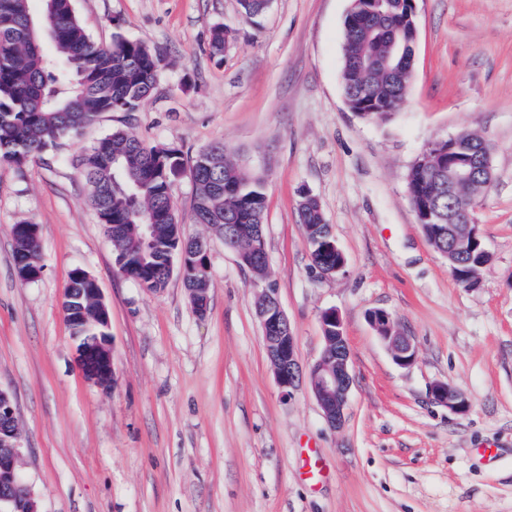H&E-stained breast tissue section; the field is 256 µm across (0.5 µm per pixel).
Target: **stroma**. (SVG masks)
Here are the masks:
<instances>
[{
  "instance_id": "obj_1",
  "label": "stroma",
  "mask_w": 512,
  "mask_h": 512,
  "mask_svg": "<svg viewBox=\"0 0 512 512\" xmlns=\"http://www.w3.org/2000/svg\"><path fill=\"white\" fill-rule=\"evenodd\" d=\"M349 5L271 0L249 22L238 0H74L96 42L118 32L162 61L136 111L104 114L24 168L0 164V390L38 512H512V0H416L413 79L384 123L344 102ZM217 25L233 31L220 57L209 48ZM115 128L191 156L221 142L263 175L267 279L208 225L189 223L187 177L172 199L186 235L209 242L206 314L179 276L154 293L120 275L71 164ZM465 131L483 137L493 168L475 209L492 260L471 289L427 243L406 189L428 143ZM305 194L345 254L337 275L312 266L298 221ZM20 222L39 227L44 271L33 282L15 274ZM77 267L109 310V391L75 364L62 303ZM269 287L301 366L322 354V313L340 314L353 374L341 427L308 387H278L256 315ZM371 309L411 336L410 367L379 341ZM437 383L463 394L465 413L432 399ZM310 451L315 476L301 467Z\"/></svg>"
}]
</instances>
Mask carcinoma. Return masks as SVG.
Wrapping results in <instances>:
<instances>
[{
  "label": "carcinoma",
  "instance_id": "1",
  "mask_svg": "<svg viewBox=\"0 0 512 512\" xmlns=\"http://www.w3.org/2000/svg\"><path fill=\"white\" fill-rule=\"evenodd\" d=\"M0 0V163L20 169L49 150H61L108 112H132L155 88L156 50L116 33L102 48L81 24L74 0ZM240 14L252 20L265 10L264 0H238ZM231 40L220 25L210 50L223 55ZM417 39L407 0H351L343 23L341 83L362 118L383 122L406 97L415 64ZM87 188V201L112 243L121 275L152 292L165 288L169 265L181 252H198L199 240L185 235L172 202L176 172L194 185L190 222L208 224L235 248L248 253L251 243L236 236L238 224H263L266 184L228 158L224 144L193 157L168 144L158 152L130 132L114 129L73 160ZM437 173L422 162L412 164L407 193L423 234L433 236L422 220L430 202L446 209L457 201L436 195ZM298 221L308 240L313 266L322 273L336 267V254L322 250L329 234L319 201L305 196ZM153 225L150 240L143 225ZM15 260L41 264L39 237L29 226L13 227ZM491 256L485 247L448 262L465 288L479 284Z\"/></svg>",
  "mask_w": 512,
  "mask_h": 512
}]
</instances>
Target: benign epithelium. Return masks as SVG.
I'll list each match as a JSON object with an SVG mask.
<instances>
[{"label":"benign epithelium","instance_id":"benign-epithelium-1","mask_svg":"<svg viewBox=\"0 0 512 512\" xmlns=\"http://www.w3.org/2000/svg\"><path fill=\"white\" fill-rule=\"evenodd\" d=\"M475 151L474 141L461 133L448 139L436 140L422 152L426 158L438 155L448 156V173L443 188L448 196L465 199L472 185L491 174V157L485 152L479 165H472L466 157ZM475 201L444 216L436 210L430 211V218L437 225L440 248L444 257L463 255L476 240L477 226L473 224ZM253 246L250 261H267L265 238L261 226L251 235ZM93 297L99 303V316L104 327H109L110 317L99 288H75L71 299ZM257 306L265 350L277 385L288 395L300 385H309L317 399L327 423L336 428L342 425L348 402L353 376L350 350L344 334L343 322L334 309L325 311L336 325V339L324 337L325 348L319 360L304 369L297 360L295 336L288 317L282 309L274 289L265 288L259 296ZM369 323L376 330L381 343L400 367L410 366L415 359V346L411 337L403 334L393 325L391 317L382 310L367 313ZM74 348L78 366L83 378L102 389L113 387L115 382L112 366V341L109 333L101 336L74 337ZM432 398L455 413H461L466 401L456 389L437 384L432 388ZM20 432L17 426L15 408L10 397L0 390V512H38L18 468Z\"/></svg>","mask_w":512,"mask_h":512}]
</instances>
